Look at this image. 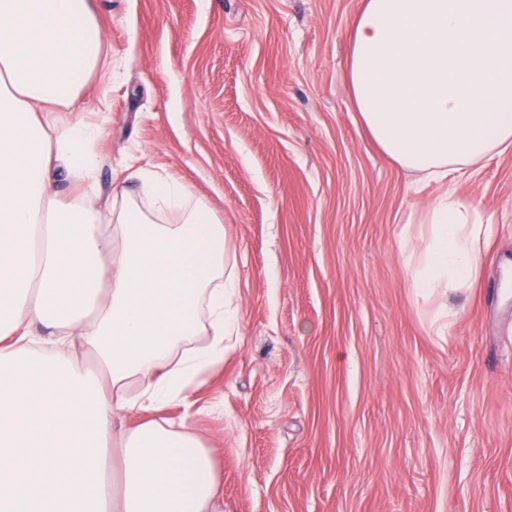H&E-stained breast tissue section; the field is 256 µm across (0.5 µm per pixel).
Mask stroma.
<instances>
[{
    "instance_id": "obj_1",
    "label": "stroma",
    "mask_w": 512,
    "mask_h": 512,
    "mask_svg": "<svg viewBox=\"0 0 512 512\" xmlns=\"http://www.w3.org/2000/svg\"><path fill=\"white\" fill-rule=\"evenodd\" d=\"M361 4L93 0L96 201L136 192L135 157L224 219L239 330L194 393L222 413L192 423L224 512H512V151L457 185L493 227L473 280L419 299L402 240L446 186L358 123Z\"/></svg>"
}]
</instances>
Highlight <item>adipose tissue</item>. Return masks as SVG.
<instances>
[{
    "label": "adipose tissue",
    "mask_w": 512,
    "mask_h": 512,
    "mask_svg": "<svg viewBox=\"0 0 512 512\" xmlns=\"http://www.w3.org/2000/svg\"><path fill=\"white\" fill-rule=\"evenodd\" d=\"M102 47L91 0H0V512H220L188 420L238 329L222 219L148 167L132 173L144 206L53 189L95 179L100 125L59 115L79 111ZM347 79L400 169L464 176L512 151V0H362ZM425 222L404 251L427 299L471 280L490 227L452 190ZM174 402L183 418L152 420Z\"/></svg>",
    "instance_id": "obj_1"
}]
</instances>
